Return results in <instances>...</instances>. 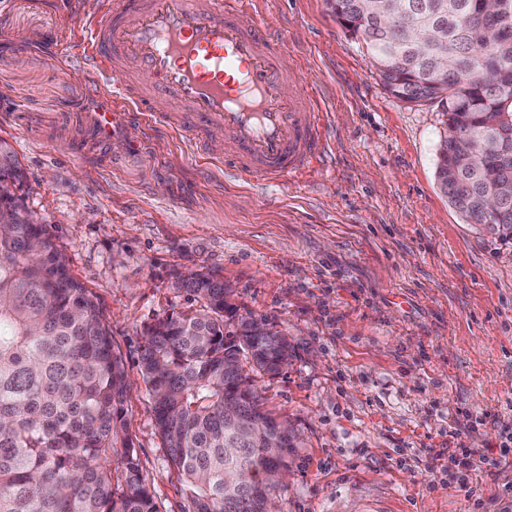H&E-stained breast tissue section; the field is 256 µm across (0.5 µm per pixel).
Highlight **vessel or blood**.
<instances>
[{
    "instance_id": "vessel-or-blood-1",
    "label": "vessel or blood",
    "mask_w": 512,
    "mask_h": 512,
    "mask_svg": "<svg viewBox=\"0 0 512 512\" xmlns=\"http://www.w3.org/2000/svg\"><path fill=\"white\" fill-rule=\"evenodd\" d=\"M254 13L253 0H105L74 26L145 120L190 133L200 158L223 139L241 178L284 184L323 149L321 96Z\"/></svg>"
}]
</instances>
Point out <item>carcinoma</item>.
<instances>
[{
	"label": "carcinoma",
	"mask_w": 512,
	"mask_h": 512,
	"mask_svg": "<svg viewBox=\"0 0 512 512\" xmlns=\"http://www.w3.org/2000/svg\"><path fill=\"white\" fill-rule=\"evenodd\" d=\"M341 27L366 45L386 90L411 103L436 101L458 138H441L435 177L468 223L512 244V197L489 218L481 208L512 184V0L499 15L483 0H379L393 32L365 0H326ZM442 31L448 74L414 49L416 31ZM470 134L489 147L481 163L456 171ZM497 181L488 182L485 170ZM25 172L0 142V182ZM15 222L0 229V512H160L128 432V384L103 310L71 274L63 254L21 197L0 194ZM174 286L203 301L201 314L169 313L144 327L141 374L170 465L194 512H271L296 448L243 368L279 375L292 345L263 336L248 317L228 326L232 290L206 271Z\"/></svg>",
	"instance_id": "obj_1"
}]
</instances>
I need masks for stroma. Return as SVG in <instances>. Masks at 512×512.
<instances>
[{"instance_id": "35a3bbf8", "label": "stroma", "mask_w": 512, "mask_h": 512, "mask_svg": "<svg viewBox=\"0 0 512 512\" xmlns=\"http://www.w3.org/2000/svg\"><path fill=\"white\" fill-rule=\"evenodd\" d=\"M0 0V140L18 189L96 295L160 512H191L139 365L143 326L199 307L172 282L206 269L238 315L293 346L255 385L302 441L273 512H503L512 504V247L465 224L435 180L447 115L390 95L326 0H256L327 108L325 152L297 182L251 184L114 102L72 10ZM117 112L108 140L97 113ZM479 448L500 467L458 465ZM25 178V172L19 165L14 153L6 143L0 142V182L5 185L8 181L15 186V183L21 184ZM9 184V190L12 191V185Z\"/></svg>"}]
</instances>
